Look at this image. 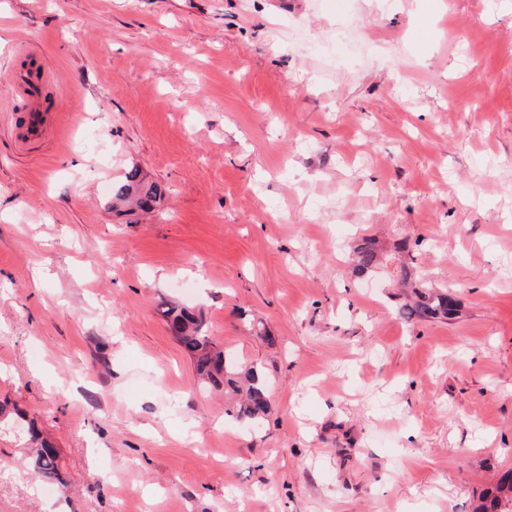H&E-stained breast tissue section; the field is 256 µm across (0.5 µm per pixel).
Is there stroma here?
Segmentation results:
<instances>
[{
  "instance_id": "obj_1",
  "label": "stroma",
  "mask_w": 512,
  "mask_h": 512,
  "mask_svg": "<svg viewBox=\"0 0 512 512\" xmlns=\"http://www.w3.org/2000/svg\"><path fill=\"white\" fill-rule=\"evenodd\" d=\"M133 168L165 197L115 213ZM404 239L452 323L398 316ZM163 300L263 369L261 424ZM4 398L68 483L1 431L0 512H472L512 468V0H0ZM47 79L45 70L37 56L32 58V63L20 76L19 87L22 93L31 99H38L41 94V86ZM40 92V94H39ZM50 127V116L40 107L32 108L26 115L24 132L29 139L41 138ZM355 263L358 273L364 275L378 269L380 265V253L375 243L370 239H364L355 250ZM10 421H12L13 424L23 421L27 425L25 432L28 442L33 447L30 456L32 471L43 479L57 481L64 485L65 479L61 471L62 459L57 449L54 448L53 444L44 436L35 421L27 420L25 413L15 406L10 408L9 401L4 400L0 403V423H9Z\"/></svg>"
}]
</instances>
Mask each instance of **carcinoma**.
I'll return each mask as SVG.
<instances>
[{
	"instance_id": "cac0c4a2",
	"label": "carcinoma",
	"mask_w": 512,
	"mask_h": 512,
	"mask_svg": "<svg viewBox=\"0 0 512 512\" xmlns=\"http://www.w3.org/2000/svg\"><path fill=\"white\" fill-rule=\"evenodd\" d=\"M160 198L158 185L140 178L137 169L128 172L125 181L112 188L114 209L131 201L137 209L150 212ZM355 263L361 275L378 269L380 253L373 241L366 238L357 247ZM395 278L402 287L411 289L409 300L399 308L404 319L451 321L456 318L458 305L448 293L428 287L423 279L415 277L404 265L396 269ZM159 312L176 341L193 358L195 372L202 384L241 394V399L232 406V415L245 422H261L269 409V397L265 377L258 365L228 361L224 348L205 330L202 311L195 312L164 302ZM20 421L26 423L25 432L33 447L30 456L32 471L43 479L65 484L60 454L35 421L10 406L9 401L0 403V423L16 424ZM474 512H512V471L504 472L498 483L483 493Z\"/></svg>"
}]
</instances>
